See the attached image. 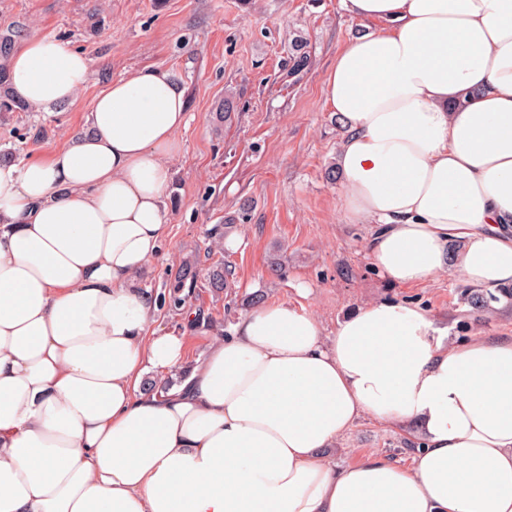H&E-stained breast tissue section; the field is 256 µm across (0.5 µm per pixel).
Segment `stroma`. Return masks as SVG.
I'll use <instances>...</instances> for the list:
<instances>
[{
  "instance_id": "obj_1",
  "label": "stroma",
  "mask_w": 512,
  "mask_h": 512,
  "mask_svg": "<svg viewBox=\"0 0 512 512\" xmlns=\"http://www.w3.org/2000/svg\"><path fill=\"white\" fill-rule=\"evenodd\" d=\"M383 25L352 17L340 0H0V38L61 37L92 60L75 103L31 108L0 119V151L17 163L46 154L67 135L88 132L89 101L112 80L144 65L171 71L187 100L181 154L173 160L166 200L169 239L141 280L167 296L171 275L190 266L197 278L180 312L161 306L153 326L189 331L188 362L203 354L217 333L228 332L248 311V298L306 307L325 335L345 315L372 300L406 301L427 308L450 336L512 333V303L476 309L455 269L428 284L400 287L373 268L371 228L349 224L338 210L342 180H329L345 136L326 101L323 79L337 50ZM306 38L310 63L288 74L292 39ZM240 112L232 124L215 120L225 97ZM223 225L234 249H213L210 233ZM286 257V274L270 273ZM227 267L229 286L211 288L209 274ZM416 446L406 433L360 418L336 444L346 464L381 453L409 464Z\"/></svg>"
}]
</instances>
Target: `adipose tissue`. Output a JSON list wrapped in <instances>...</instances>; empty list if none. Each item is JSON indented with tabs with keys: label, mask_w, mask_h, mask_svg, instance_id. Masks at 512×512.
<instances>
[{
	"label": "adipose tissue",
	"mask_w": 512,
	"mask_h": 512,
	"mask_svg": "<svg viewBox=\"0 0 512 512\" xmlns=\"http://www.w3.org/2000/svg\"><path fill=\"white\" fill-rule=\"evenodd\" d=\"M342 3L387 25L324 76L340 212L370 225L372 266L400 286L450 266L512 285V0ZM8 68L47 109L79 97L91 60L31 37ZM88 120L0 164V512H512V336L447 340L420 305L372 301L327 338L263 302L187 364L141 284L169 235L184 93L139 67ZM365 415L416 438L410 465L336 463Z\"/></svg>",
	"instance_id": "adipose-tissue-1"
}]
</instances>
